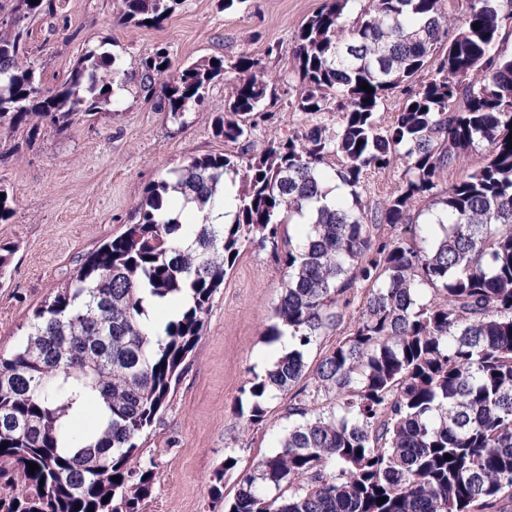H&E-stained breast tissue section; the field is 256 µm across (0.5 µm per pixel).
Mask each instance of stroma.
<instances>
[{
    "label": "stroma",
    "mask_w": 512,
    "mask_h": 512,
    "mask_svg": "<svg viewBox=\"0 0 512 512\" xmlns=\"http://www.w3.org/2000/svg\"><path fill=\"white\" fill-rule=\"evenodd\" d=\"M323 0H245L225 9L224 0H182L157 27L118 26L113 0H61L67 31L49 20L31 23L30 59L49 86L61 81L84 44H109L122 57L127 83L117 111L97 116L66 135L51 133L0 162V187L15 201V214L0 223V244L15 246L0 285V353L24 340L34 311L54 296L81 258L119 235L150 182L194 156L260 154L269 138L321 124L335 129L333 112L308 115L291 102L297 82L284 72L294 37ZM166 49L174 65L220 56L226 72L202 102L189 105L183 125L157 111L140 81V61ZM258 60L277 77L275 117L259 122L249 141L227 143L212 134L210 116L223 111L235 85L234 64ZM283 275L269 248L247 245L204 317L191 365L166 410L139 440L137 458L158 463L152 493L140 512H224L211 490L222 484L233 496L241 476L278 446L286 421L284 402L267 406L262 426L246 428L239 414L250 407L248 381L273 369L281 351L268 342L283 289ZM237 466L225 470L227 456Z\"/></svg>",
    "instance_id": "1"
}]
</instances>
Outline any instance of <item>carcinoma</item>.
Here are the masks:
<instances>
[{"label": "carcinoma", "mask_w": 512, "mask_h": 512, "mask_svg": "<svg viewBox=\"0 0 512 512\" xmlns=\"http://www.w3.org/2000/svg\"><path fill=\"white\" fill-rule=\"evenodd\" d=\"M179 2L117 0L115 22L158 26ZM356 2L324 0L289 61L296 109L338 114L335 132L315 124L258 156L192 157L149 184L134 223L89 252L35 310L26 341L0 355V512H140L157 462L132 464L138 439L255 241L272 245L285 274L265 335L293 345L249 381L245 425L261 426L267 403L285 396L288 429L232 498L216 480L224 512H497L512 498V0H465L454 18L446 0ZM44 17H61L59 0H0V136L19 143L110 111L127 81L118 55L87 45L45 86L27 46ZM171 68L162 48L141 59L143 87L177 123L224 75V59ZM235 70L211 123L231 143L252 135L251 114L271 115L263 67L245 58ZM396 89L399 112L383 124ZM480 144L486 163L438 192ZM398 160L396 189L363 201L369 176ZM226 177L238 184L236 208L215 224ZM336 179L352 201L321 203ZM422 199L438 206L431 224L416 223ZM359 283L370 288L349 332L310 363ZM303 380V397L289 395ZM91 400L104 416L81 429Z\"/></svg>", "instance_id": "obj_1"}]
</instances>
